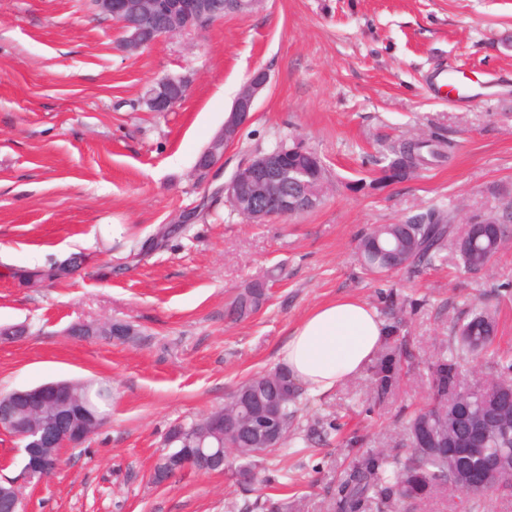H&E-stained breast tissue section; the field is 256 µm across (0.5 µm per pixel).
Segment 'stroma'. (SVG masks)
I'll return each mask as SVG.
<instances>
[{
	"mask_svg": "<svg viewBox=\"0 0 512 512\" xmlns=\"http://www.w3.org/2000/svg\"><path fill=\"white\" fill-rule=\"evenodd\" d=\"M91 0H0V393L50 381L109 384L104 424L60 449L49 478L27 481L21 443L0 430V480L24 512H244L267 488L231 470L152 480L169 430L220 408L246 379L274 371L291 331L316 305L349 296L387 315L389 293L417 300L406 335L420 359L451 336L472 303L498 307L500 350L512 352V244L489 271L464 272L454 249L434 265L367 275L358 240L429 208L465 219L512 200V0H265L206 28L131 51ZM464 70L471 98L427 83ZM271 81L252 121L208 173L197 160L223 128L251 71ZM185 82L173 110H149L158 83ZM436 135L441 165L372 189L393 142ZM298 143L321 157L328 190L312 211L252 224L222 187L248 155ZM193 214L191 223L179 218ZM172 226L157 247L160 226ZM79 258L59 279L23 273ZM265 284L245 320L232 299ZM119 321L121 342L75 335ZM370 375L303 394L297 426L317 417L339 434L297 435L274 458L296 512H331L346 440L390 450L406 442L398 412L427 397L423 376L371 405Z\"/></svg>",
	"mask_w": 512,
	"mask_h": 512,
	"instance_id": "stroma-1",
	"label": "stroma"
}]
</instances>
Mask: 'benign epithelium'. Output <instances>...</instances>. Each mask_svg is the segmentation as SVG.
<instances>
[{
  "label": "benign epithelium",
  "mask_w": 512,
  "mask_h": 512,
  "mask_svg": "<svg viewBox=\"0 0 512 512\" xmlns=\"http://www.w3.org/2000/svg\"><path fill=\"white\" fill-rule=\"evenodd\" d=\"M97 8L112 16L126 34L130 49L141 48L163 37L198 30L203 20L222 16L227 11H251L262 0H94ZM270 83L264 68L253 71L233 101L224 121V129L212 140L198 162L201 172L224 157V150L233 143L252 118L260 94ZM187 86L166 79L151 93L149 103L155 112H169L186 96ZM299 147L252 153L224 182V196L235 212L252 223L261 224L272 217L291 216L314 208L323 198L327 183L314 185L302 180L301 169L290 155ZM80 385L73 382H52L40 386L16 389L0 395V429L15 430L14 436L23 443L24 470L31 480H42L60 465L58 449L81 445L100 427L101 419L80 398ZM279 411L275 404H259L245 421L246 428L274 440L282 436ZM483 457L485 449L473 442L467 448L448 452V467L461 480L490 492L512 479V463L495 456L485 461L477 474L462 470L460 457ZM198 460L214 467L226 465L224 446H208L197 442L192 454L172 448L161 455L163 471L159 477L168 481ZM0 502L22 504L18 485L0 480Z\"/></svg>",
  "instance_id": "obj_1"
}]
</instances>
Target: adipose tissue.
Returning a JSON list of instances; mask_svg holds the SVG:
<instances>
[{
  "mask_svg": "<svg viewBox=\"0 0 512 512\" xmlns=\"http://www.w3.org/2000/svg\"><path fill=\"white\" fill-rule=\"evenodd\" d=\"M387 335L376 310L352 298L313 308L289 336L279 362L308 393L322 395L357 378Z\"/></svg>",
  "mask_w": 512,
  "mask_h": 512,
  "instance_id": "ef3b65f1",
  "label": "adipose tissue"
}]
</instances>
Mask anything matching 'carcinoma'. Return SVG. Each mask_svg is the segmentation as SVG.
<instances>
[{
	"mask_svg": "<svg viewBox=\"0 0 512 512\" xmlns=\"http://www.w3.org/2000/svg\"><path fill=\"white\" fill-rule=\"evenodd\" d=\"M450 145L438 136L411 138L391 150L387 163L380 168L376 184L390 182L389 172L401 171L400 180L417 170L448 158ZM312 152L298 157L309 179L325 178L326 170L310 159ZM455 216L431 209L407 224H382L372 228L358 240L364 269L369 274L383 275L392 271L417 268L429 264L446 250L448 242L458 252L463 269L468 273L488 270L496 255L512 242V201L500 214L477 215L463 225L454 226ZM267 299L262 284H255L238 294L228 313L244 319L257 312ZM389 336L380 357L373 366L371 385L373 405H382L399 389L402 369L409 371L423 366L428 397L425 406L412 412L406 423L408 448L402 456L369 449L355 454L349 469L337 486L335 507L338 512H365L375 505L376 512L411 510L437 493L456 491L463 494L460 503L469 512L474 499L486 493L471 490L462 484L448 468V458L440 449L464 448L477 435L485 448H512V389L497 394L494 386L512 383V354L500 353L495 347L497 320L488 307L478 308L453 327L454 336L443 340L435 354L423 363L413 361L404 342L399 339L402 318L395 316L388 325ZM492 359L495 374L483 384L470 388L466 417L455 413L461 406L464 390L462 373L470 362ZM257 393L260 397L280 401L281 419L290 430L299 411L302 387L279 371L262 373L242 382L224 404V448L232 451L239 462L236 479L257 475L264 470L263 461L277 447L256 438L240 427V410L236 403ZM84 401L100 410V403L111 397L107 387L93 391L81 387ZM206 418L180 426L182 439L192 443L204 437L216 438L205 427ZM336 426L317 420L305 430L308 440L328 436ZM288 503L257 499L250 512H286Z\"/></svg>",
	"mask_w": 512,
	"mask_h": 512,
	"instance_id": "cac0c4a2",
	"label": "carcinoma"
}]
</instances>
